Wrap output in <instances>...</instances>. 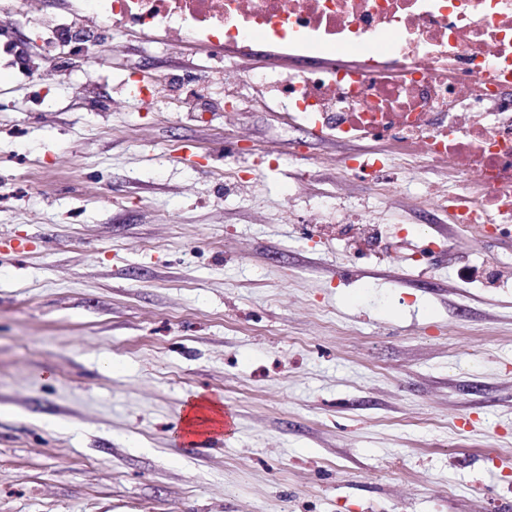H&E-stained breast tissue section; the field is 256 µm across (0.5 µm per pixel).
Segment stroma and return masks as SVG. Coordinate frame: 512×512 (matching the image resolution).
Here are the masks:
<instances>
[{"mask_svg":"<svg viewBox=\"0 0 512 512\" xmlns=\"http://www.w3.org/2000/svg\"><path fill=\"white\" fill-rule=\"evenodd\" d=\"M312 64L130 30L0 65V512H512V227L451 224L452 167L224 99ZM206 69L200 112L113 99ZM196 394L235 431L176 446ZM167 80L164 77L156 78L153 82L142 83L140 80L133 82L123 81L120 87L121 93L125 98L136 97L140 94L154 98L160 94L163 87L167 86Z\"/></svg>","mask_w":512,"mask_h":512,"instance_id":"obj_1","label":"stroma"}]
</instances>
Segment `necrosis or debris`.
I'll use <instances>...</instances> for the list:
<instances>
[{"label":"necrosis or debris","instance_id":"1","mask_svg":"<svg viewBox=\"0 0 512 512\" xmlns=\"http://www.w3.org/2000/svg\"><path fill=\"white\" fill-rule=\"evenodd\" d=\"M35 0H0L39 38L68 48L72 24ZM79 14L120 46L127 26L215 47L262 42L285 55H356L311 73L253 72L291 122L353 139L383 133L411 162L477 173L444 208L460 226L512 224V0H82Z\"/></svg>","mask_w":512,"mask_h":512}]
</instances>
